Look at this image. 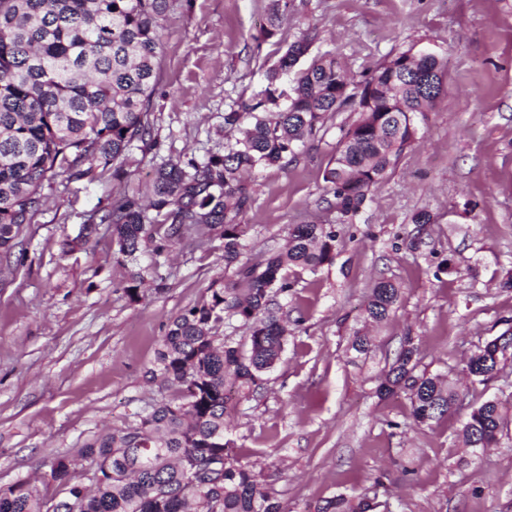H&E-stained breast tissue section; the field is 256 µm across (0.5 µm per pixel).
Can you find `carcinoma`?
Listing matches in <instances>:
<instances>
[{
  "mask_svg": "<svg viewBox=\"0 0 512 512\" xmlns=\"http://www.w3.org/2000/svg\"><path fill=\"white\" fill-rule=\"evenodd\" d=\"M290 7L291 0H273L263 37L277 35ZM166 8L167 0H0V266L11 264L27 236L45 184L61 176L94 182L100 174L92 163L105 171L135 143L143 151L157 146L150 108ZM316 39L309 33L288 44L254 103L224 112V129L239 133L224 152L155 164L148 202L132 192L86 212L81 233L63 242V252L107 225L117 253L134 264L127 287L133 301L152 273L135 265L137 256L149 249L159 258L188 233L220 230L224 262L237 261L246 234L239 217L252 202L243 174L281 164L327 116L342 112L356 117L339 126L323 180L340 215L354 216L414 142V116L445 92L447 60L408 49L356 81L329 51L300 66ZM336 243V231L322 224H296L286 251L267 254L259 268L239 266L236 282L209 289L208 297L171 318L151 370L174 389L171 397L74 449L89 470H76L66 455L53 460L50 478L64 499L52 505L38 486L17 482L0 490V512H60L71 499L77 512H283L233 452L226 417L235 402L227 390H252L280 359L288 326L273 305L276 295L290 291L284 270L316 272L332 261ZM401 296L398 285L376 283L366 319H388ZM233 317L248 331L246 353L224 336V319ZM505 325L472 353L471 384L498 377L494 346L512 334V319ZM419 363L407 336L378 393L405 395L409 417L429 425L455 413L460 395L440 376L418 370ZM511 415V398L486 399L466 414L464 443L491 447ZM372 510L368 499L354 503L343 495L316 508Z\"/></svg>",
  "mask_w": 512,
  "mask_h": 512,
  "instance_id": "obj_1",
  "label": "carcinoma"
}]
</instances>
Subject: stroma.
<instances>
[{"label": "stroma", "mask_w": 512, "mask_h": 512, "mask_svg": "<svg viewBox=\"0 0 512 512\" xmlns=\"http://www.w3.org/2000/svg\"><path fill=\"white\" fill-rule=\"evenodd\" d=\"M269 7L169 0L155 152L132 148L122 178L44 189L22 265L0 273V489L46 483L52 457L170 397L150 375L170 318L236 279L219 234L189 236L169 255L140 256L155 273L134 303L107 228L66 255L62 241L78 236L83 212L145 189L156 161L223 150L225 110L251 103L283 47L314 29L311 54L335 52L356 76L402 50L442 56L448 91L417 115L396 171L352 217L323 181L350 113L327 119L288 165L245 175L241 262L285 249L296 224L332 227L337 249L317 273L288 269V341L259 389L241 395L228 435L285 512H315L339 494L377 500V512H512V421L473 456L457 442L461 414L417 426L405 397L376 395L403 336L423 369L454 382L512 319L502 286L512 276V0H293L266 40ZM422 210L433 223H413ZM381 280L400 286L401 304L365 322ZM358 332L372 339L368 356L348 349Z\"/></svg>", "instance_id": "1"}]
</instances>
